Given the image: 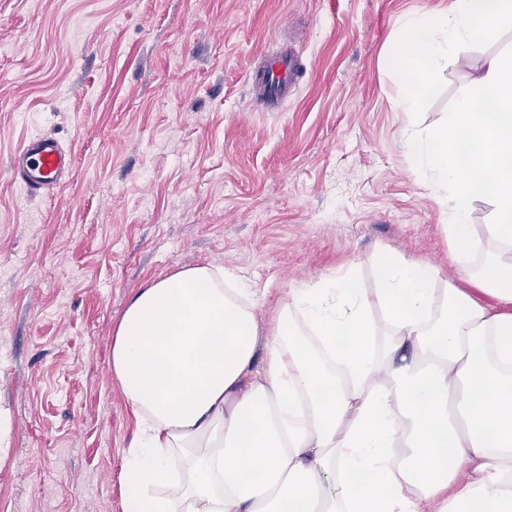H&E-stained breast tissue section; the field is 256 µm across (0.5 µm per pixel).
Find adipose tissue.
<instances>
[{
	"instance_id": "adipose-tissue-1",
	"label": "adipose tissue",
	"mask_w": 512,
	"mask_h": 512,
	"mask_svg": "<svg viewBox=\"0 0 512 512\" xmlns=\"http://www.w3.org/2000/svg\"><path fill=\"white\" fill-rule=\"evenodd\" d=\"M507 31L512 0L403 16L400 108L419 109L448 56ZM473 83L402 142L445 208L451 263L498 306L395 250L373 256L376 288L349 269L291 289L267 335L232 272L149 282L110 354L136 421L125 512H512V54Z\"/></svg>"
}]
</instances>
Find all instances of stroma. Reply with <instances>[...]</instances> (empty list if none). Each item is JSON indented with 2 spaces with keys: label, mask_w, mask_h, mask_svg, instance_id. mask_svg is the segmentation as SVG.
<instances>
[{
  "label": "stroma",
  "mask_w": 512,
  "mask_h": 512,
  "mask_svg": "<svg viewBox=\"0 0 512 512\" xmlns=\"http://www.w3.org/2000/svg\"><path fill=\"white\" fill-rule=\"evenodd\" d=\"M454 0H0V512H124L135 421L109 365L129 299L179 267L257 290L262 329L291 288L396 249L457 278L444 208L401 144L447 120L512 31L437 70L398 110L390 51L407 13ZM294 50L278 111L250 74ZM55 135L62 190L29 195L9 159Z\"/></svg>",
  "instance_id": "1"
}]
</instances>
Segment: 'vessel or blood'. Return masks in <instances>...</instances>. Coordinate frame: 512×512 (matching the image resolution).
I'll return each instance as SVG.
<instances>
[{"mask_svg":"<svg viewBox=\"0 0 512 512\" xmlns=\"http://www.w3.org/2000/svg\"><path fill=\"white\" fill-rule=\"evenodd\" d=\"M299 64L291 51H269L263 54L252 74L256 96L268 108L278 109L292 95L297 85ZM74 166L71 154L52 135L29 138L10 160V170L30 195H38L60 187Z\"/></svg>","mask_w":512,"mask_h":512,"instance_id":"1","label":"vessel or blood"}]
</instances>
